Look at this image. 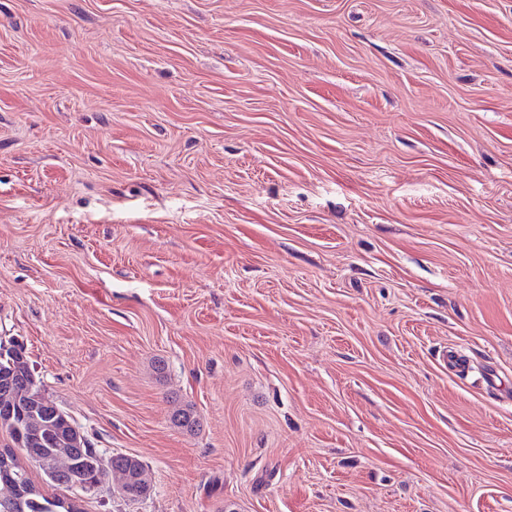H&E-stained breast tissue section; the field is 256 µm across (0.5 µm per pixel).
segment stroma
<instances>
[{"label":"stroma","mask_w":512,"mask_h":512,"mask_svg":"<svg viewBox=\"0 0 512 512\" xmlns=\"http://www.w3.org/2000/svg\"><path fill=\"white\" fill-rule=\"evenodd\" d=\"M0 338L84 512H512V0H0ZM129 457H132V456H129L126 454H117L114 456L112 455V465H110L107 468L106 479L109 477L110 474H112V468H113V466H115V464L127 463L128 465L124 470L117 471V473H119L121 475V480L117 481L115 483V485L113 486V492L114 493L117 492L119 495L123 496L124 498L131 500L132 496L130 495L129 492L131 491L130 488L135 483L136 478H134L130 475L132 466L130 467L129 465H130V463H132V460L129 461Z\"/></svg>","instance_id":"1"}]
</instances>
